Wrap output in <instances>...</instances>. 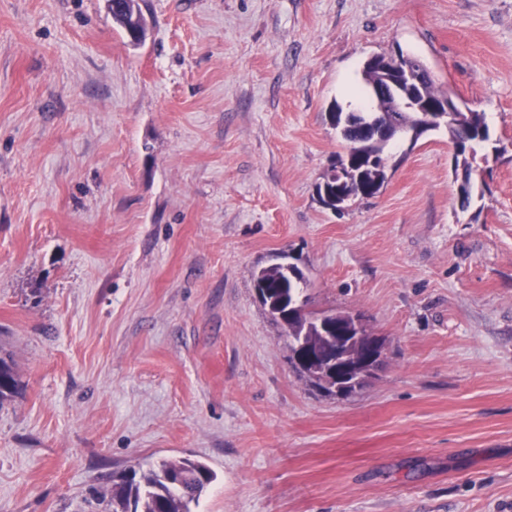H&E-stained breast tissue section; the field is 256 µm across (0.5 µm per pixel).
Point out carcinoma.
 Here are the masks:
<instances>
[{
    "label": "carcinoma",
    "mask_w": 512,
    "mask_h": 512,
    "mask_svg": "<svg viewBox=\"0 0 512 512\" xmlns=\"http://www.w3.org/2000/svg\"><path fill=\"white\" fill-rule=\"evenodd\" d=\"M112 20L122 31L141 26L144 16L138 0H112L108 6ZM382 68L363 67V82L369 83L380 71L390 76L405 64L399 58L395 65L378 56ZM449 138L455 148V162L469 168L467 147L489 140V129L481 112H455L446 122ZM346 142L345 153L338 158L342 162L351 159L354 172L342 184L336 182L317 185L320 202L334 211L340 210L339 202L354 198H369L387 178L386 168L372 160L380 152L376 144V130L362 124L361 118L349 115V120L340 125ZM473 187L470 175H465L458 188V203L461 210L471 206ZM303 272L294 264L276 263L260 269L255 274V284L261 288L262 305L267 309L282 312L288 320V346L304 336L317 343L320 341L319 315L305 308L295 309L301 302L300 283ZM18 381L10 361L0 357V401L11 397L17 390ZM215 480V474L206 465L190 459H164L147 468H131L120 474L112 491V499L100 498L103 512H191V505L198 503L207 487Z\"/></svg>",
    "instance_id": "1"
}]
</instances>
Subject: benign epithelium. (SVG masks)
Listing matches in <instances>:
<instances>
[{
	"label": "benign epithelium",
	"mask_w": 512,
	"mask_h": 512,
	"mask_svg": "<svg viewBox=\"0 0 512 512\" xmlns=\"http://www.w3.org/2000/svg\"><path fill=\"white\" fill-rule=\"evenodd\" d=\"M433 80L429 69L412 58L396 80L387 79L371 87L372 97L381 103V112H423L435 125L447 121L456 101L446 95L436 101L422 96L424 85ZM352 336H328L322 345L300 343L291 356L292 366L311 367L320 383L336 396H346L364 384L378 368L386 342L367 331L361 320L350 316Z\"/></svg>",
	"instance_id": "1"
}]
</instances>
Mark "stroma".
Segmentation results:
<instances>
[{"label":"stroma","instance_id":"1","mask_svg":"<svg viewBox=\"0 0 512 512\" xmlns=\"http://www.w3.org/2000/svg\"><path fill=\"white\" fill-rule=\"evenodd\" d=\"M0 0V512H96L163 458L194 512H512V0ZM483 113L460 210L446 128L342 212L316 186L371 56ZM387 341L337 398L254 274ZM106 2L108 10L112 14V20L125 35L129 28L141 27L144 16L138 0H107ZM108 2H111L113 6Z\"/></svg>","mask_w":512,"mask_h":512}]
</instances>
